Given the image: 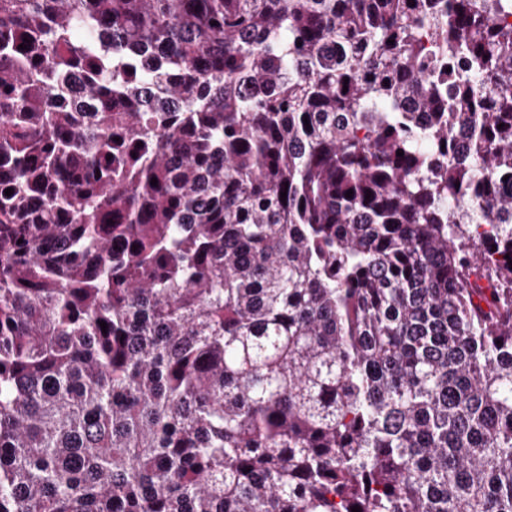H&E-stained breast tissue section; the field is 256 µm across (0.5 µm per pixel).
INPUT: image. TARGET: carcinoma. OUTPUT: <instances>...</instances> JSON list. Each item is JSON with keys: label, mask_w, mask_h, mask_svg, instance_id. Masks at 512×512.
<instances>
[{"label": "carcinoma", "mask_w": 512, "mask_h": 512, "mask_svg": "<svg viewBox=\"0 0 512 512\" xmlns=\"http://www.w3.org/2000/svg\"><path fill=\"white\" fill-rule=\"evenodd\" d=\"M506 182L478 0H0V512H512Z\"/></svg>", "instance_id": "carcinoma-1"}]
</instances>
